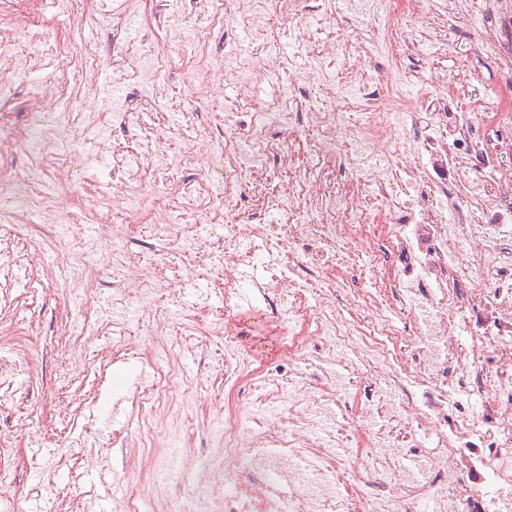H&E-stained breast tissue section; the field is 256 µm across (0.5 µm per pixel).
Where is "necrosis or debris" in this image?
I'll return each instance as SVG.
<instances>
[{"label":"necrosis or debris","instance_id":"obj_1","mask_svg":"<svg viewBox=\"0 0 512 512\" xmlns=\"http://www.w3.org/2000/svg\"><path fill=\"white\" fill-rule=\"evenodd\" d=\"M425 0H157L161 44L124 36L130 65L110 73L111 105L92 128L118 125L132 154H112V194L125 230L112 238L118 260L149 265L130 287L100 301L98 315L122 334L130 322L151 325L144 354L153 381L138 393L139 478L127 484L125 512H141L145 488L160 493V512H213L205 493L191 501L166 493L170 472L189 471L176 422L198 379L174 355L167 328L176 308L163 306L168 285L158 254L130 255L133 225L147 223L142 185L161 177L181 221L157 225L156 236L186 259L187 276L205 271L224 287V307L241 290L259 289L264 316L292 328L285 362L260 370L224 342L227 396L200 438L220 449L236 473L224 491V512H512V0H488L494 21L478 47L501 65L503 90L493 117L473 106L457 117L434 113L422 123V101L385 71L358 60L379 49L402 55L396 25L411 27ZM324 27L373 22L355 50L330 43L298 70L282 31L304 39L309 15ZM224 23V57L183 71L188 87L240 91L215 125L178 117L144 132L139 112L123 101L130 84L159 83L173 54L206 44ZM52 53L59 82L84 63L73 45L27 46L0 63V102L32 59ZM347 75L336 83L335 72ZM317 80L318 93L299 95ZM278 85L268 100L253 90ZM41 138L33 162L18 170L0 163V195L37 203L59 223L45 186L46 170L64 174L78 155L73 118L43 107L29 114ZM184 148L172 157L169 142ZM444 166L451 184L436 181L414 157ZM215 167L209 185L180 181L185 164ZM275 168L284 193L267 192L262 174ZM350 178L336 180L338 168ZM204 218L185 234L186 218ZM404 266L392 267V254ZM263 268V277L251 276ZM372 289L355 287L356 271ZM469 341H461L462 333ZM475 398L471 409L448 410L449 389ZM466 458L470 478L458 475Z\"/></svg>","mask_w":512,"mask_h":512}]
</instances>
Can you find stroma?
Here are the masks:
<instances>
[{
	"label": "stroma",
	"instance_id": "1",
	"mask_svg": "<svg viewBox=\"0 0 512 512\" xmlns=\"http://www.w3.org/2000/svg\"><path fill=\"white\" fill-rule=\"evenodd\" d=\"M85 11V0H74L75 22L70 25L49 0H0V17L22 14L29 19L16 33L20 42L77 41L97 55L112 46L114 28L108 21L85 19ZM486 18L483 0H457L451 11L445 0H429L427 13L417 24L420 56L395 65L380 54L370 65L393 68L398 82L434 98L446 95L442 74L461 65L471 75L467 96L489 100V89L499 80V64L473 48ZM50 77L47 68L18 74L12 100L0 108V124L26 128L27 111L34 104L31 94L46 86ZM236 94V87L230 85L222 95L206 97L177 83L167 89L164 108L146 115L144 121L155 125L170 121L174 113L196 109L210 123L223 112L225 98ZM81 151L84 158L72 165L69 179L93 197L112 181L110 160L100 156L97 143L90 139L84 140ZM80 204L69 195L58 197L59 213L70 221L62 258L79 261L89 228L97 227L103 249L94 289L107 296L123 286L128 274L127 268L112 266V227L121 217L109 207L85 215ZM37 219L27 202L0 198V375L17 376L19 389L16 400L0 403V443L9 448L0 456V479L17 490L15 498L0 499V512H70L74 507L80 512H123L124 488L137 476V455L134 449L113 446L112 431L133 420L130 397L151 367L146 361L113 365L107 358L112 330L97 325L90 329L82 352L72 354L67 336L74 311L73 285L61 275H46L31 260L37 242L50 241L51 230L41 227L30 240L19 233L20 225ZM198 287L208 288L210 314L235 333L237 351L257 367L281 362L288 326L267 322L256 294L242 293L236 308L228 311L220 284L201 278ZM194 290L183 294V316L168 331L185 350V366L202 370L201 398L186 418L184 432L191 439V452L203 457L207 451L200 448L197 437L210 409L224 402V341L195 326Z\"/></svg>",
	"mask_w": 512,
	"mask_h": 512
}]
</instances>
